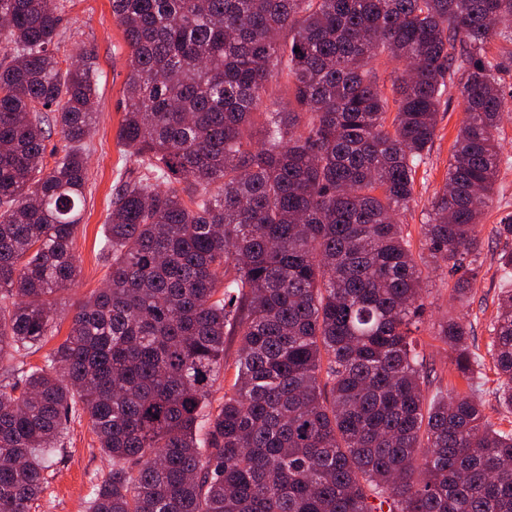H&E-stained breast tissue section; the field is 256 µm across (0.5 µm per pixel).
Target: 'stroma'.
<instances>
[{
	"label": "stroma",
	"mask_w": 512,
	"mask_h": 512,
	"mask_svg": "<svg viewBox=\"0 0 512 512\" xmlns=\"http://www.w3.org/2000/svg\"><path fill=\"white\" fill-rule=\"evenodd\" d=\"M62 10L63 21L56 38L55 55L66 60L76 49H92L98 74L95 119L88 146L86 203L83 218L74 238L80 273L76 284L58 295L60 317L41 350L29 354L28 369L42 367L48 351L68 335L75 307L105 278L107 264L99 248L107 216L111 209L112 187L120 174L135 171L117 143L123 119V91L127 75L129 48L122 28L113 20L110 0H55ZM464 118V105L457 87H450L441 101L437 138L430 155L419 167L415 201L403 221L413 248L422 243L421 226L434 193L444 184L448 160L458 129ZM504 162L496 185L497 205L482 219L478 230L482 238V265L469 302L453 301V278L431 273L426 301V318L437 319L449 313H464L472 325L469 345L477 355L476 374L482 384L484 413L495 428L512 429V413L500 407L494 389L495 376L488 356L489 327L497 312V294L504 282L498 272V255L512 247L511 239L496 237L493 228L501 216L512 212V114L502 122ZM419 352L426 365L427 377L422 386L426 402H433L450 389L464 390V383L454 370L453 353L448 345L422 336ZM44 490L32 512H87L88 501L96 484L109 474L112 463L99 448L87 417L71 419L62 446L45 461Z\"/></svg>",
	"instance_id": "obj_1"
}]
</instances>
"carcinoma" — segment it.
<instances>
[{"mask_svg": "<svg viewBox=\"0 0 512 512\" xmlns=\"http://www.w3.org/2000/svg\"><path fill=\"white\" fill-rule=\"evenodd\" d=\"M1 18L0 512H31L80 412L112 459L88 512H512V430L484 419L467 324H431L467 386L432 404L415 336L423 271L463 301L481 266L512 0H112L139 173L112 192L103 286L34 371L79 272L96 83L86 48L61 69L51 0ZM376 61L402 69L386 83ZM454 82L465 117L417 255L400 217ZM488 352L512 412V288ZM238 349V339L236 336H231L227 339L226 342V371H225V382L224 378L220 377V379L216 382L212 389L211 399H212V408H216L220 403L224 401V383L227 385L233 378L234 369L232 367L233 361L235 359L236 351Z\"/></svg>", "mask_w": 512, "mask_h": 512, "instance_id": "cac0c4a2", "label": "carcinoma"}]
</instances>
